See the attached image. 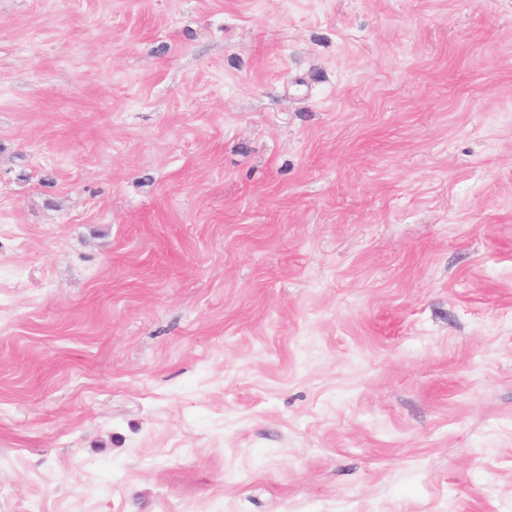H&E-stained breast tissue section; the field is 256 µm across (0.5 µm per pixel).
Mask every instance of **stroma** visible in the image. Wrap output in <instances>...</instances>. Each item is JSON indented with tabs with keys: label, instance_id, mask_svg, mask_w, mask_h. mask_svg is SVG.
<instances>
[{
	"label": "stroma",
	"instance_id": "obj_1",
	"mask_svg": "<svg viewBox=\"0 0 512 512\" xmlns=\"http://www.w3.org/2000/svg\"><path fill=\"white\" fill-rule=\"evenodd\" d=\"M0 512H512V0H0Z\"/></svg>",
	"mask_w": 512,
	"mask_h": 512
}]
</instances>
